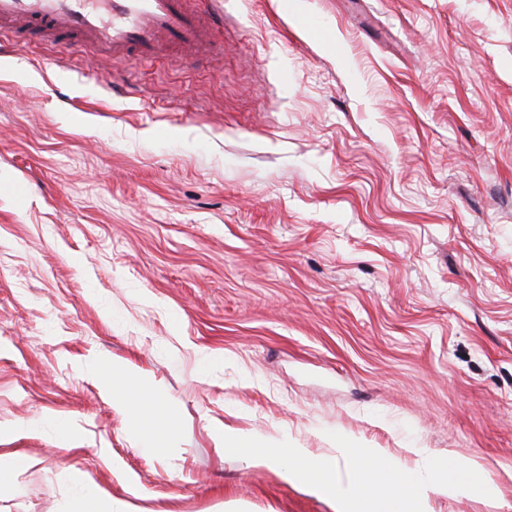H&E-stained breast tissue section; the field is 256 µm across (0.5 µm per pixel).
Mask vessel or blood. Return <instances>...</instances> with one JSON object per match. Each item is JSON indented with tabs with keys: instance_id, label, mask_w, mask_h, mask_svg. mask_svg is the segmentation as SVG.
<instances>
[{
	"instance_id": "obj_1",
	"label": "vessel or blood",
	"mask_w": 512,
	"mask_h": 512,
	"mask_svg": "<svg viewBox=\"0 0 512 512\" xmlns=\"http://www.w3.org/2000/svg\"><path fill=\"white\" fill-rule=\"evenodd\" d=\"M0 32L25 43L86 42L116 63L168 46L210 47L188 0H0Z\"/></svg>"
}]
</instances>
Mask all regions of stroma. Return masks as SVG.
<instances>
[{
	"label": "stroma",
	"mask_w": 512,
	"mask_h": 512,
	"mask_svg": "<svg viewBox=\"0 0 512 512\" xmlns=\"http://www.w3.org/2000/svg\"><path fill=\"white\" fill-rule=\"evenodd\" d=\"M213 1L198 54L0 35V512H74L67 462L130 512H334L226 427L454 449L498 503L428 512H512V0ZM134 379L139 385L146 384L139 375H133L130 369L124 364L112 365V407L116 412L127 415L129 408L126 401L121 399V395L127 390L129 379ZM114 393L117 396H114ZM33 464V460L24 457H15L10 460L0 458V485H12L15 476Z\"/></svg>",
	"instance_id": "obj_1"
}]
</instances>
